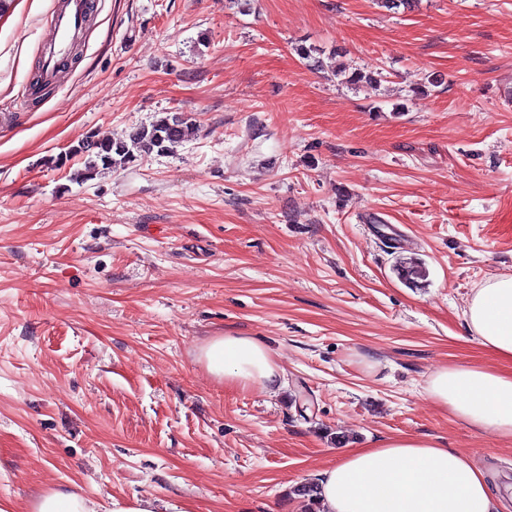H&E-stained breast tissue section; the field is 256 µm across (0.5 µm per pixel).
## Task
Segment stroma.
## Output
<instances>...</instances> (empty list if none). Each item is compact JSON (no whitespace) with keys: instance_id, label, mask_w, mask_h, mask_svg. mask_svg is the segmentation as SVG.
<instances>
[{"instance_id":"stroma-1","label":"stroma","mask_w":512,"mask_h":512,"mask_svg":"<svg viewBox=\"0 0 512 512\" xmlns=\"http://www.w3.org/2000/svg\"><path fill=\"white\" fill-rule=\"evenodd\" d=\"M55 3L0 16V507L76 486L305 512L291 488L408 435L512 512V442L425 392L444 366L512 369L465 316L512 274V0H94L38 90ZM165 112L195 122L173 153L74 181L86 136ZM227 333L273 352L277 392L207 374Z\"/></svg>"}]
</instances>
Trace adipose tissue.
Masks as SVG:
<instances>
[{
  "label": "adipose tissue",
  "instance_id": "obj_1",
  "mask_svg": "<svg viewBox=\"0 0 512 512\" xmlns=\"http://www.w3.org/2000/svg\"><path fill=\"white\" fill-rule=\"evenodd\" d=\"M465 315L483 347L512 360V275H497L476 288ZM200 358L225 385L280 388L282 369L252 336L209 338ZM426 393L439 407L470 425L512 440V371L479 366L435 370ZM323 512H498L489 477L459 452L424 438L390 437L358 448L318 475ZM29 512H156L151 496L97 502L73 488L33 499Z\"/></svg>",
  "mask_w": 512,
  "mask_h": 512
}]
</instances>
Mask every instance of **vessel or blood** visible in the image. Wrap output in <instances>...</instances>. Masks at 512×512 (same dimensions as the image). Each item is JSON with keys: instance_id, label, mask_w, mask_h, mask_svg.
<instances>
[{"instance_id": "b4317fda", "label": "vessel or blood", "mask_w": 512, "mask_h": 512, "mask_svg": "<svg viewBox=\"0 0 512 512\" xmlns=\"http://www.w3.org/2000/svg\"><path fill=\"white\" fill-rule=\"evenodd\" d=\"M90 9L89 0H60L48 18L43 31V41L49 49L45 61L46 78L57 76L59 62L67 56L70 44L81 31Z\"/></svg>"}]
</instances>
